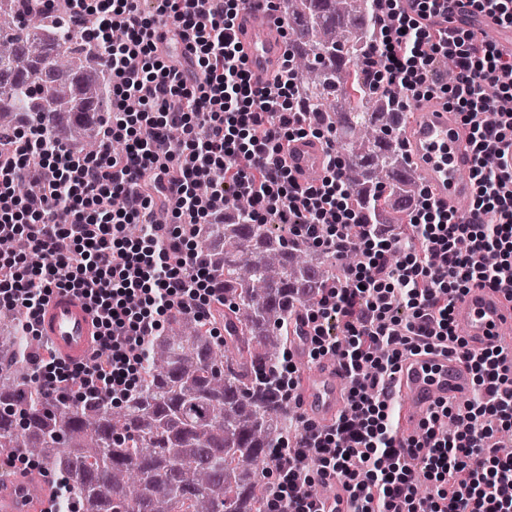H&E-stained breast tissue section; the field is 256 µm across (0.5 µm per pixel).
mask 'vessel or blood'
I'll list each match as a JSON object with an SVG mask.
<instances>
[{"mask_svg": "<svg viewBox=\"0 0 512 512\" xmlns=\"http://www.w3.org/2000/svg\"><path fill=\"white\" fill-rule=\"evenodd\" d=\"M265 10L264 0H247L236 27L246 66L259 85L277 73L283 44L281 28L261 21ZM410 147L415 164L404 172V179H424L438 202L457 216H469L470 159L465 131L455 115L440 106L418 107ZM286 163L295 176L305 180L322 171L324 151L316 141L298 139L291 142ZM452 317L456 327L464 330L470 349H500V370L512 376L511 299L490 288L473 287L454 300ZM38 333L51 343L59 358L83 363L98 333L94 309L80 293L57 289L39 314ZM472 385L469 367L457 356L432 353L404 358L396 376L400 439L418 436L436 403L462 402ZM347 389V379L336 364L307 372L301 396L304 415L319 426L331 425L346 406ZM50 496L47 484L29 476L0 483V512H40Z\"/></svg>", "mask_w": 512, "mask_h": 512, "instance_id": "b4317fda", "label": "vessel or blood"}]
</instances>
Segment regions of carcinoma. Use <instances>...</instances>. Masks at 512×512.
<instances>
[{"label": "carcinoma", "mask_w": 512, "mask_h": 512, "mask_svg": "<svg viewBox=\"0 0 512 512\" xmlns=\"http://www.w3.org/2000/svg\"><path fill=\"white\" fill-rule=\"evenodd\" d=\"M299 23L294 73L311 120L339 134L350 157L345 180L366 224H403L384 213L383 195L414 197L399 169L408 164L404 112L366 70L365 46L377 33L374 0H286ZM103 50L85 44L59 13H31L0 0V130L33 126L55 134L65 115L102 117L109 82L88 93L84 76L104 72ZM349 99L346 112L336 102ZM67 145L85 154L99 141L80 127ZM236 202L227 222L198 231V247L222 289L221 345L183 311L145 346L139 389L123 405L65 400L32 373L31 343L13 310L0 313V455L36 458L56 473L61 503L88 512H260L265 474L291 413L274 371L299 305L341 278L342 263L266 224Z\"/></svg>", "instance_id": "1"}]
</instances>
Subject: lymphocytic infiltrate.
Wrapping results in <instances>:
<instances>
[{"mask_svg": "<svg viewBox=\"0 0 512 512\" xmlns=\"http://www.w3.org/2000/svg\"><path fill=\"white\" fill-rule=\"evenodd\" d=\"M243 0H112L87 24V0H28L33 10L63 9L86 42L105 49L112 110L100 151L77 155L44 132L24 127L0 140V233L27 238L38 265L0 254V308L22 307L24 330L36 333L52 288H76L101 323L98 364L64 366L43 380L60 397L129 398L145 342L178 308L209 322L224 297L211 285L206 260L188 243L201 224H220L235 200L254 204V223L276 216L294 236L336 258L361 260L325 289L306 318L309 355L337 352L349 378L348 408L329 428L303 423L275 452V479L262 512H325L314 483L340 482L349 512H512V451L494 440L493 421L512 431V378L498 353L471 352L451 318L453 300L480 286L512 295V165L498 144L512 145V113L484 116L494 98H512V56L482 41L469 25L431 32L443 0L409 11L379 0L381 25L369 62L394 97L420 98L439 87V66L452 59L447 90L469 132L475 220L460 222L429 190L413 200L412 239L362 223L348 201L332 136L309 126L301 110L291 57L272 85L253 83L234 37ZM190 35L186 54L159 45ZM496 97H488L486 87ZM313 135L327 154L324 175L302 182L283 153ZM35 176L41 191L16 196L14 184ZM177 203H170V194ZM66 209L69 221L54 214ZM169 210L176 227L154 223ZM145 225L142 237L124 233ZM401 254L389 268L390 254ZM406 308L407 321L396 313ZM342 322L336 336L334 322ZM438 349L463 357L473 373L464 405L438 404L420 438L401 441L392 422L391 386L401 357ZM433 489L418 492L419 479Z\"/></svg>", "mask_w": 512, "mask_h": 512, "instance_id": "1", "label": "lymphocytic infiltrate"}]
</instances>
